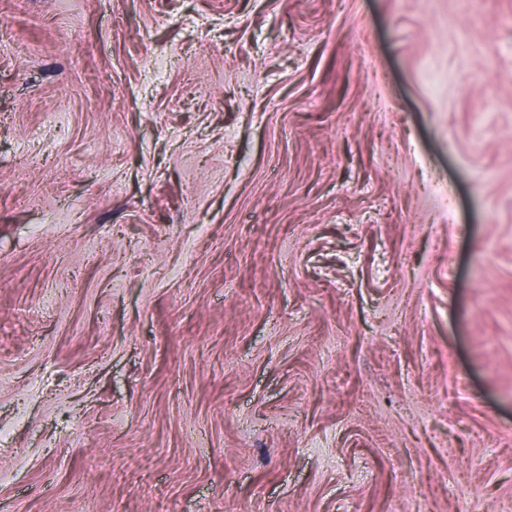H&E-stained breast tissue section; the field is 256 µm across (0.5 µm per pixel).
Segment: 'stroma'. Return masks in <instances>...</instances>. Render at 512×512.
I'll list each match as a JSON object with an SVG mask.
<instances>
[{
    "instance_id": "stroma-1",
    "label": "stroma",
    "mask_w": 512,
    "mask_h": 512,
    "mask_svg": "<svg viewBox=\"0 0 512 512\" xmlns=\"http://www.w3.org/2000/svg\"><path fill=\"white\" fill-rule=\"evenodd\" d=\"M0 512H512V0H0Z\"/></svg>"
}]
</instances>
